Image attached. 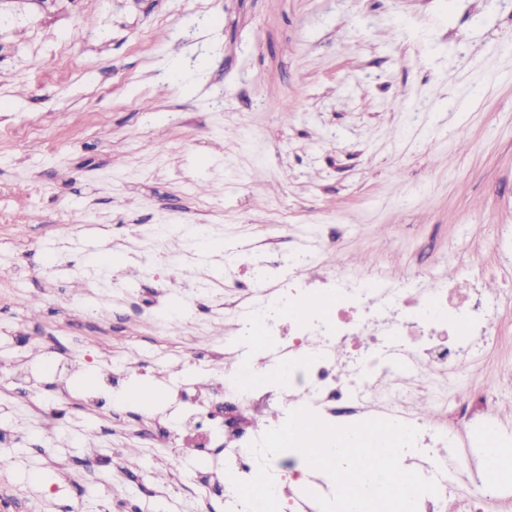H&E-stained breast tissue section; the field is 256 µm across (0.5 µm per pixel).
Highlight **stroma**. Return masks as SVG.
<instances>
[{"label": "stroma", "instance_id": "stroma-1", "mask_svg": "<svg viewBox=\"0 0 512 512\" xmlns=\"http://www.w3.org/2000/svg\"><path fill=\"white\" fill-rule=\"evenodd\" d=\"M89 39L69 40L86 20ZM29 123L18 131L19 120ZM237 129L224 137L225 128ZM78 243H56L73 216ZM214 226L223 250L172 290L168 254L136 256L162 216ZM288 232H281V225ZM512 0H0V512H68L83 496L150 512L178 495L167 465L189 447L127 455L112 413L167 425V405H119L136 385L171 388L224 371V314L203 287L226 256L285 258L319 235L316 272L378 271L401 283L430 265L504 291L500 341L465 394L512 373ZM123 256L82 277L99 250ZM112 292L107 318L85 315ZM38 298L32 316L19 296ZM179 305L206 325L160 330ZM186 343L194 364L153 359ZM94 349L120 356L101 367ZM63 406L55 428L33 393Z\"/></svg>", "mask_w": 512, "mask_h": 512}]
</instances>
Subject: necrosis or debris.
Instances as JSON below:
<instances>
[{"label":"necrosis or debris","instance_id":"1","mask_svg":"<svg viewBox=\"0 0 512 512\" xmlns=\"http://www.w3.org/2000/svg\"><path fill=\"white\" fill-rule=\"evenodd\" d=\"M227 276L241 297L230 306L233 323L226 343L233 354L243 355L248 336L261 329L270 338L266 356L282 367L287 385H247L238 402L227 396L220 379L205 392L182 384L177 401L198 423L194 441L207 462L191 480L200 512H216L219 498L240 512L232 487L234 480L258 472L252 444L282 426L288 410L301 407L339 426L379 416L416 428L414 462L438 487L437 494L419 498L417 512H489L493 506L512 512V491L487 485L479 459H471L459 480L448 477L458 451L482 446L486 433L496 432L499 448L512 455V434L493 427L495 395L478 396L484 414L479 421L469 402H461L460 423L452 429L425 424L421 414L425 403L446 411L471 357L496 344L501 295L472 288L466 278L437 282L423 269L398 286L373 271L358 277L325 272L272 289L265 264L245 256ZM325 290L335 294L328 308L287 312L295 297ZM244 402L258 421H243ZM267 464L280 476L285 512H320L302 488L306 476L295 460L272 458Z\"/></svg>","mask_w":512,"mask_h":512}]
</instances>
